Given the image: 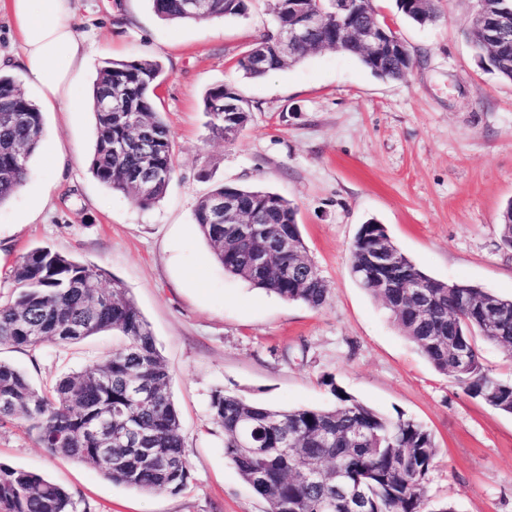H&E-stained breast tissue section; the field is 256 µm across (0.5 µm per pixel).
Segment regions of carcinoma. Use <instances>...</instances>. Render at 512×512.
<instances>
[{
    "label": "carcinoma",
    "mask_w": 512,
    "mask_h": 512,
    "mask_svg": "<svg viewBox=\"0 0 512 512\" xmlns=\"http://www.w3.org/2000/svg\"><path fill=\"white\" fill-rule=\"evenodd\" d=\"M164 21L202 22L243 17L249 0H205L191 13L184 0H150ZM312 42L288 55L280 37L288 30V0H274L275 29L262 35L237 60L246 79L261 78L299 62L309 53L336 43V0H309ZM408 20L426 25L436 10L417 0H395ZM467 38L480 63L512 80V44L498 54L469 30ZM374 76L400 80L413 61L374 59L355 46L347 49ZM162 65L150 59L106 58L92 94L96 140L90 171L103 185L149 206L165 193L176 172L173 138L157 111ZM122 85L125 112L102 106V92ZM211 133L224 138V127H246L250 106L230 85L209 89L203 99ZM43 115L11 75L0 74V205L31 175L29 159L39 147ZM145 168L162 174L141 196L135 175ZM231 196L244 214L263 215V231L246 234V224H214L213 199ZM297 208L284 197L261 189L220 185L202 196L194 224L212 248L224 272L286 301L322 307L328 285L309 261ZM284 238L291 250L279 249ZM384 225L360 226L351 246V273L380 300L403 334L440 373L489 407L512 414V382L491 376L481 363L477 341L512 356V299L476 286L437 280L398 252L394 264L374 268V248L388 240ZM501 243L512 250V202L501 215ZM272 263L259 272L254 255ZM13 279L18 296L0 304V343L15 347L78 343L110 331L122 342L103 360L59 379L51 390L31 384L24 372L0 361V424L21 419L36 431L41 447L53 455L95 463L101 441L96 431L107 420L147 437L138 444L112 448L116 462L98 467L114 484L142 493L181 492L190 477L180 421L170 393V374L148 322L127 289L101 288L100 272L48 248L20 256ZM421 287L416 288L414 284ZM335 405L329 408H273L246 401L222 389L213 391L210 412L224 432V455L240 478L264 499L267 512H455L450 505L427 510L425 479L436 456L431 431L411 418L390 420L326 382ZM0 512H75L69 491L43 476L0 463Z\"/></svg>",
    "instance_id": "carcinoma-1"
}]
</instances>
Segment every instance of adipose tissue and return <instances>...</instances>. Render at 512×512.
Wrapping results in <instances>:
<instances>
[{"mask_svg":"<svg viewBox=\"0 0 512 512\" xmlns=\"http://www.w3.org/2000/svg\"><path fill=\"white\" fill-rule=\"evenodd\" d=\"M19 49L0 53V70H19L46 99L61 97L88 50L73 27L71 0H9Z\"/></svg>","mask_w":512,"mask_h":512,"instance_id":"1","label":"adipose tissue"}]
</instances>
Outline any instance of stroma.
<instances>
[{"mask_svg":"<svg viewBox=\"0 0 512 512\" xmlns=\"http://www.w3.org/2000/svg\"><path fill=\"white\" fill-rule=\"evenodd\" d=\"M272 2L252 0L245 18L178 23L158 19L150 0H73L90 54L68 95L46 101L21 79L44 134L31 178L0 205V302L17 294L16 260L39 247L98 267L103 287L126 288L171 375L190 479L175 495L112 484L89 463L48 453L21 420L0 428V463L66 487L76 512H266L224 456L210 396L222 388L277 408L327 407L330 378L384 416L432 432L430 503L512 512V415L436 371L350 272L356 232L374 221L430 276L512 298V251L500 240L512 202V81L488 71L467 41L476 0H433L438 18L421 27L394 0H375L415 60L404 79H378L333 49L243 78L235 62L273 26ZM106 58L154 59L164 70L157 104L178 164L147 207L88 170L92 87ZM220 84L252 107L230 142L211 135L203 110L206 91ZM220 184L266 189L297 207L329 286L323 307L225 273L193 222L198 199ZM115 346L105 332L64 346L0 345V360L48 390Z\"/></svg>","mask_w":512,"mask_h":512,"instance_id":"obj_1","label":"stroma"}]
</instances>
